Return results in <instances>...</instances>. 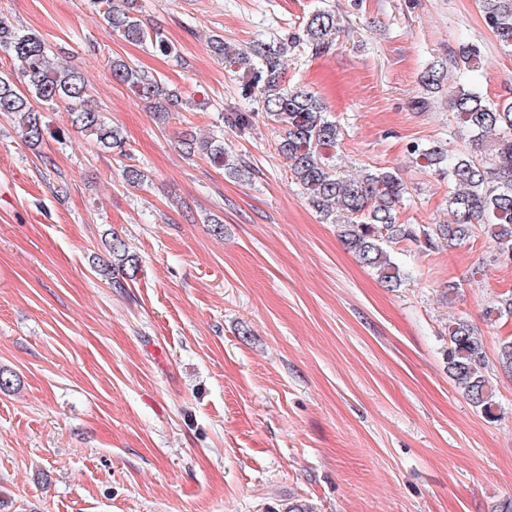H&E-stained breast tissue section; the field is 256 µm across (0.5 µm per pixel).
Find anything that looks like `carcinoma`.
I'll return each mask as SVG.
<instances>
[{
	"mask_svg": "<svg viewBox=\"0 0 512 512\" xmlns=\"http://www.w3.org/2000/svg\"><path fill=\"white\" fill-rule=\"evenodd\" d=\"M485 23L500 44L512 48V0H480ZM136 0H122L109 6L105 19L112 31L128 42L149 44L163 55L173 48L160 29L147 30L136 17ZM340 27L336 15L325 9L314 11L303 27V41L315 52L331 46ZM214 55L230 66L248 69L246 93L261 103L269 122L279 131L278 149L288 159L290 171L302 187L308 204L327 224L339 227L346 249L372 269L380 282L400 287L409 273L388 251L404 241L423 242L431 248L468 240L477 233L493 242V260L512 263V102L495 103L480 92L463 85L451 98L457 133L466 150L454 153L440 145L410 146L423 167L448 179L446 224H402L397 207L407 194V186L394 171L378 169L357 177L343 176L334 163L341 128L327 115V109L313 92L288 88L282 79V57L286 42H253L241 53L217 36L210 42ZM0 53L16 60L27 79L22 90L8 75H0V114L10 115L30 147L41 145L44 137L42 115L35 104H63L72 125L91 137L107 152L126 154V141L108 117L88 103L82 73L73 67L59 68L51 62L48 49L38 35L23 32L0 20ZM481 54L477 46L461 45L456 68L465 79L478 71ZM112 77L135 96L149 101L153 117L163 122L183 109L186 100L176 88L139 71L120 58L109 60ZM444 67L431 63L421 76L423 89L434 93L444 80ZM229 126L244 131L252 126V113L229 112ZM495 136L494 148L484 149L485 139ZM182 150L191 155L206 154L230 175L241 177L246 168L225 151L220 139L200 140L192 135L181 140ZM111 260L100 266L99 274L121 284L136 279L140 258L113 238L106 242ZM490 324L512 318V287L500 293L485 308ZM443 356L456 389L484 415L492 416L494 394L486 375L487 360L482 336L465 318L448 321L447 345Z\"/></svg>",
	"mask_w": 512,
	"mask_h": 512,
	"instance_id": "carcinoma-1",
	"label": "carcinoma"
}]
</instances>
